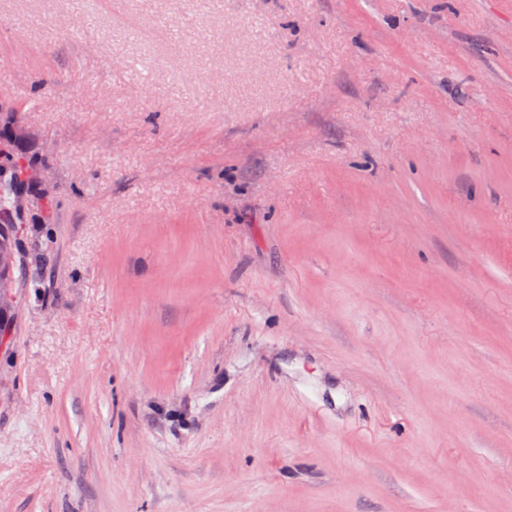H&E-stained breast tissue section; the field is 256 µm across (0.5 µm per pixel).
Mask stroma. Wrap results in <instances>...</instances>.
<instances>
[{
  "instance_id": "35a3bbf8",
  "label": "stroma",
  "mask_w": 512,
  "mask_h": 512,
  "mask_svg": "<svg viewBox=\"0 0 512 512\" xmlns=\"http://www.w3.org/2000/svg\"><path fill=\"white\" fill-rule=\"evenodd\" d=\"M1 103L0 512H512V0H0ZM2 169V179L0 178V210L9 209L16 211L18 206L19 194L24 192V195H27V192L31 189V187H18V186H3V183H9L13 185L14 181L11 180L10 177L7 181L5 178L8 175V171L5 168H1L0 166V174ZM3 211L0 213V234H3L5 237L11 236V233L14 232L17 228L16 220L14 213L12 211ZM19 264V252L17 247L0 246V335L1 339L7 333V316L17 302L16 287L5 280V274L12 271Z\"/></svg>"
}]
</instances>
